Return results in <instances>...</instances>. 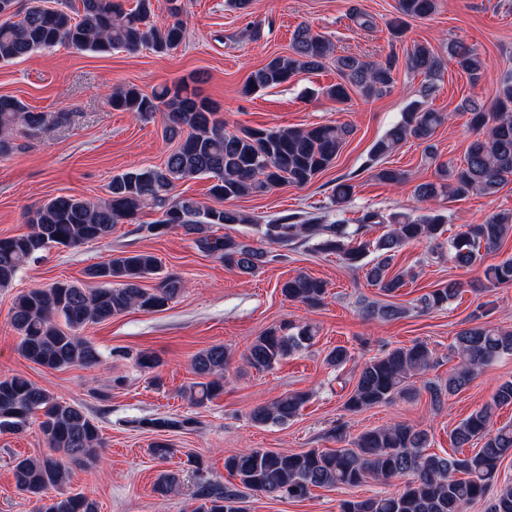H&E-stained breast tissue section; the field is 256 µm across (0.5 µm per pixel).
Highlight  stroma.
Masks as SVG:
<instances>
[{
    "label": "stroma",
    "mask_w": 512,
    "mask_h": 512,
    "mask_svg": "<svg viewBox=\"0 0 512 512\" xmlns=\"http://www.w3.org/2000/svg\"><path fill=\"white\" fill-rule=\"evenodd\" d=\"M353 6L372 16V28H359L350 19ZM396 15L397 0H253L245 14L229 8L226 0H184L185 38L168 53L142 48L101 55L59 45L0 63V95L17 97L37 111L69 115L52 137L16 138L15 150L0 158V237L29 232L24 213L44 200L57 195L96 200L104 197L112 175L163 163L175 146L164 136L163 119L136 120L130 113L112 110L107 96L124 84L148 93L180 80L218 105L224 128L230 132L329 122L353 128L331 167L306 186L284 185L262 195L228 200V207L254 216L255 221L217 227V234L256 243L259 225L292 213L317 212L328 224L342 214L357 218L367 208L385 214L418 213L421 204L413 194L415 186L435 179L438 162H462L473 138L461 104L471 97L490 101L504 72L512 69V0H439L432 17L409 20L399 42L392 40L389 27ZM302 24L328 36L339 56L380 60L425 44L446 57L452 39L480 54L485 70L478 82H470L447 61L429 100L433 109L453 115L434 136L437 160H428L422 146L410 142L383 161L404 174L402 184L379 181L365 169L374 142L419 96L420 78L405 72L397 73L391 93L371 100L356 95L346 104L322 94L323 88L337 81L330 64L298 73L264 92L243 95L250 73L271 58L288 54L293 32ZM345 178L352 180L355 194L341 214L331 198L336 184ZM442 208L449 233H456L461 225L479 224L491 214L512 211V183L494 195L445 200ZM155 218L148 211L140 224L116 225L107 239L51 251L26 267L11 287L0 289V376L24 377L54 397L81 406L98 426L104 443L96 466L72 468L69 481L51 488L49 497L84 492L97 501L99 512H190L188 456H198L210 475L224 480L228 477L224 458L235 451L268 448L296 453L329 448L333 442L327 433L340 423L354 437L401 420L428 431L430 452L462 457L478 450L475 441L454 448L449 433L487 402L502 382L512 379V355L494 361L468 387L448 396L437 411L424 393L358 414L346 412L343 403L358 365L383 351L415 341L427 343L434 352V364L423 378L441 381L458 363L451 352L455 335L473 316H481L487 325L512 329V285L488 291L476 288L487 265L512 257V238L498 252L469 267L432 258L427 242L410 245L394 266L412 269L414 277L388 296L367 281L364 270L349 268L338 257L301 241L284 247L283 259L265 265L256 276L239 275L199 251L182 230L161 237L141 231V224ZM138 250L158 256L168 272L182 277L185 288L161 311L132 309L81 329V336L100 351V366L53 370L19 354L10 316L20 291L57 281L85 282L91 265L119 251ZM300 273L325 281L322 306L311 309L281 295L280 283ZM451 281L461 289L446 309L416 310L417 298ZM367 302L393 303L407 313L391 321L367 319L361 315ZM284 321L314 324L318 330L314 345L272 370L248 367L242 355L252 341ZM215 344L231 352L228 382L220 398L198 408L183 395L196 379L191 360ZM337 346L346 347L352 359L336 370L327 366L324 357ZM141 351L154 353L159 366L149 372L137 368L134 357ZM298 391L309 393L310 398L287 425L257 427L250 422L248 414L254 407ZM159 416L194 420L191 430L167 432L176 452L163 462L150 454L154 433L137 426L138 420ZM49 453L37 425L19 433L0 432V512H39V502L16 488L12 462ZM165 471L178 474L181 490L163 498L153 486ZM379 490L371 482L355 488H317L301 502L254 493L245 507L246 512H339L341 500L368 497Z\"/></svg>",
    "instance_id": "35a3bbf8"
}]
</instances>
